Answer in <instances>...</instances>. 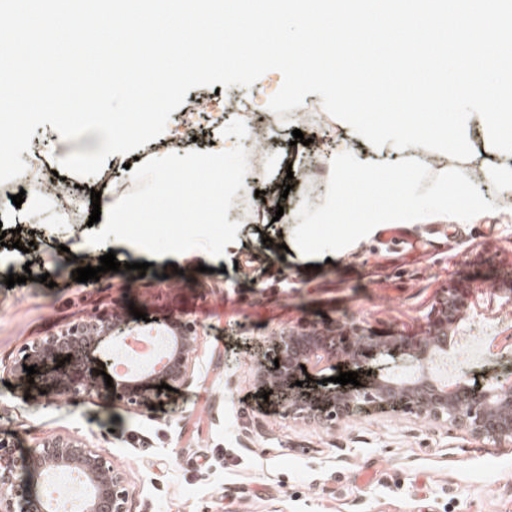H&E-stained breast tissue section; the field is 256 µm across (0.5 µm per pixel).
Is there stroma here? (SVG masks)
<instances>
[{
	"mask_svg": "<svg viewBox=\"0 0 512 512\" xmlns=\"http://www.w3.org/2000/svg\"><path fill=\"white\" fill-rule=\"evenodd\" d=\"M283 82L270 70L239 90L263 139L224 135L236 115L210 86L192 91L193 105L172 112L149 149L111 155L93 177L60 165L62 156L86 151L85 138L61 141L51 126L37 127L22 160L40 153L42 169L57 172L60 189L82 207L76 221L63 224L54 199L17 206L11 197L20 184L0 183V437L19 454L47 437H80L124 470L129 512H512V446L402 413L355 416L331 429L296 422L264 402L254 379L257 346L288 328L353 321L379 336L421 338L467 261L483 255L512 267V195L487 177L512 171V155L493 148L476 123L466 129L474 154L465 161L421 147L378 148L351 135L316 94L301 105L314 121L300 125L269 107ZM296 129L305 143H294ZM191 132L197 138L186 150L240 144L258 157L248 168L252 209L224 255L195 249L157 257L114 239L89 244L88 233L101 229L89 221L92 192L111 201L128 194L130 163L170 154L173 134ZM327 133L362 162L410 157L435 173L460 169L496 209L468 221L431 216L406 225L402 239L380 225L330 256L307 257L294 232L300 202L313 193L309 177L327 180V162L315 155ZM111 251L123 270L74 281L75 269L99 266ZM135 262L147 263L146 273L132 270ZM26 272L31 281L6 286L5 277ZM45 273L47 285L38 280ZM132 307L159 322L174 314L197 322L192 382L165 392L150 413L94 397H27L13 370L22 346L90 315Z\"/></svg>",
	"mask_w": 512,
	"mask_h": 512,
	"instance_id": "obj_1",
	"label": "stroma"
}]
</instances>
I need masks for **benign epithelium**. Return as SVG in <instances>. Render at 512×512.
<instances>
[{"mask_svg":"<svg viewBox=\"0 0 512 512\" xmlns=\"http://www.w3.org/2000/svg\"><path fill=\"white\" fill-rule=\"evenodd\" d=\"M488 282L495 296L512 303V267L495 268L476 258L440 296L429 318L428 336L422 339L380 337L341 321L299 324L272 338L270 348L257 358L255 381L290 419L334 426L361 412H401L450 425L495 445L511 446V375L473 384L463 369L448 383L431 369L474 314L472 288ZM156 329L169 339L161 368L124 374L106 386L96 371H113L112 351L132 336ZM197 345V323L181 314L157 325L136 326L119 313L97 314L26 344L16 365L30 391L44 390L50 398L118 399L129 409L145 413L161 402L158 385L192 381ZM67 356L70 360L57 367ZM385 357L411 362L412 371L405 378L396 376L387 370ZM26 365L39 370L31 376L32 384L24 371ZM348 371L358 373L360 385L328 381ZM311 375L316 377L312 383L308 381ZM297 381L302 385H295ZM57 468H78L84 473L89 488L84 512H128L125 474L77 436L43 439L19 456L0 440V512H48L46 500L30 493L23 477L41 476Z\"/></svg>","mask_w":512,"mask_h":512,"instance_id":"obj_1","label":"benign epithelium"}]
</instances>
